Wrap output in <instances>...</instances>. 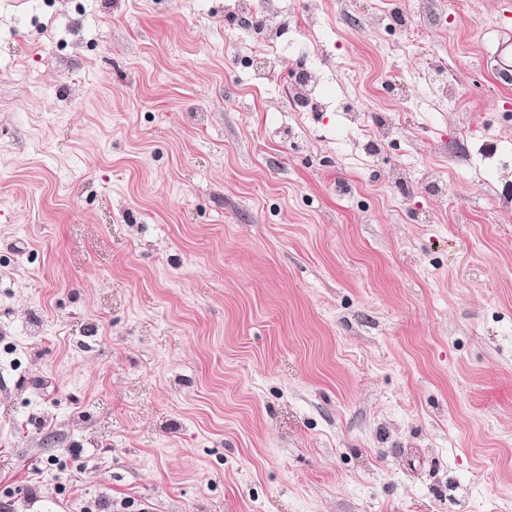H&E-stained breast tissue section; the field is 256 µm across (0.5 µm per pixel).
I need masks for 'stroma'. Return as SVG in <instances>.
<instances>
[{
  "label": "stroma",
  "instance_id": "35a3bbf8",
  "mask_svg": "<svg viewBox=\"0 0 512 512\" xmlns=\"http://www.w3.org/2000/svg\"><path fill=\"white\" fill-rule=\"evenodd\" d=\"M234 3L0 0V512H512V0ZM251 3L253 7L250 13L248 14V17L245 18L246 23L260 34H264L266 32L267 41L270 43H275L277 39L281 36V29L278 25H270L271 15L273 13V6L271 5V1L252 0ZM257 20H261L264 22V26L260 29L256 28L254 25ZM506 27H508L507 23L502 27H498L501 28L500 36L493 60L496 62L494 70L503 80L508 81L507 83L509 84L512 76V41L511 31L506 29Z\"/></svg>",
  "mask_w": 512,
  "mask_h": 512
}]
</instances>
